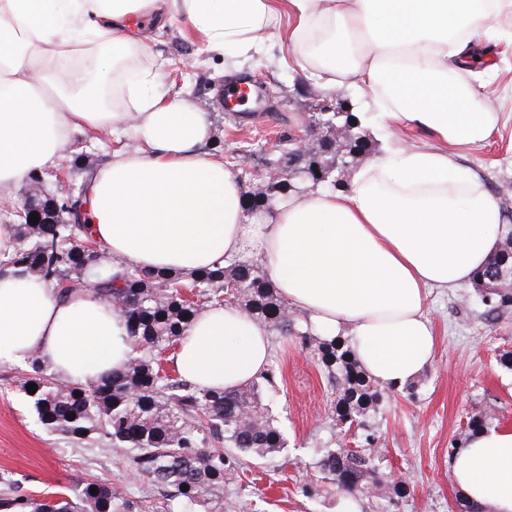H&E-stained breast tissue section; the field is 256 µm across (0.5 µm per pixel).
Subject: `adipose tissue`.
<instances>
[{
    "mask_svg": "<svg viewBox=\"0 0 512 512\" xmlns=\"http://www.w3.org/2000/svg\"><path fill=\"white\" fill-rule=\"evenodd\" d=\"M0 0V190L54 167L71 135L127 129L134 148L113 150L87 184V217L100 247L98 270L184 272L227 258H262L312 333L347 336L361 368L382 385L413 380L433 358L430 289L456 288L512 233L497 200L455 160L477 147L502 115L475 88L448 80L481 58L466 24L488 31L512 0ZM175 8L216 52L258 54L282 14L286 40L323 36L317 58L287 64L338 90L356 88L367 111L390 128L424 131L433 145L394 147L359 169L350 192L320 187L246 213L235 172L200 152L205 113L158 90L145 71L114 112L78 93L80 71L56 69L62 50L83 49L107 69L130 46V17ZM39 356L63 382L121 371L133 355L126 321L91 292L66 294L33 278L0 272V362ZM264 324L232 305L202 310L174 353L186 380L237 389L267 366ZM455 485L474 504L512 512V430L472 436L450 461Z\"/></svg>",
    "mask_w": 512,
    "mask_h": 512,
    "instance_id": "obj_1",
    "label": "adipose tissue"
}]
</instances>
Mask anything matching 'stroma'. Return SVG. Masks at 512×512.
<instances>
[{"label": "stroma", "instance_id": "35a3bbf8", "mask_svg": "<svg viewBox=\"0 0 512 512\" xmlns=\"http://www.w3.org/2000/svg\"><path fill=\"white\" fill-rule=\"evenodd\" d=\"M144 26L153 38L138 47L139 66L145 70L157 59L166 60L160 92L205 112L211 136L202 149L223 158L243 193L272 170L294 182L279 138L304 133L316 143L326 134L322 128H306V113L325 105L351 114L362 109L356 92L339 95L283 68V48L273 38L239 70L242 79L261 85L268 111L260 118L239 117L224 106L226 55L208 50L181 16L164 24L148 20ZM485 48L486 68L459 73L458 79L493 101L512 90V46L489 42ZM358 132L364 148L353 162L357 169L400 141L427 138L415 129L383 131L370 121L360 123ZM127 144L122 137L73 135L62 159L71 168L70 182L81 183L84 171L96 170L113 149ZM456 160L479 177L502 212L512 211L511 119L481 147L461 148ZM428 316L436 338L431 365L413 379V392L385 390L365 417L377 436L373 453L383 473L381 483L348 490L321 478L316 468L329 449L358 443L336 416L340 391L318 361L317 342L270 332L269 366L275 378L260 391L287 445L225 483L223 512H386L393 501L399 512H459L463 495L448 468L451 441L463 438L473 419L512 429V369L502 363L512 353V309L488 318L473 287L466 285L432 290ZM29 371L26 364L0 363V478L18 480L32 494L58 484L78 491L99 480L162 512L163 496L134 478L122 454L102 451L95 443L75 444L39 422L18 383Z\"/></svg>", "mask_w": 512, "mask_h": 512}]
</instances>
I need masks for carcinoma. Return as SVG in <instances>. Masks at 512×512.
Instances as JSON below:
<instances>
[{
    "mask_svg": "<svg viewBox=\"0 0 512 512\" xmlns=\"http://www.w3.org/2000/svg\"><path fill=\"white\" fill-rule=\"evenodd\" d=\"M345 150L337 156L305 158L287 152L288 163L321 165L328 161L335 184L340 166L353 162L362 150L355 131L341 138ZM65 219L62 224H13L14 250L0 266L35 276L53 288L65 281L69 288H86L100 299L123 306L128 337L135 356L120 373L85 382L63 383L47 372L39 358L32 373L19 379L21 389L34 383L30 396L40 422L81 442L93 439L105 450L127 452L131 471L168 493L179 512H207L224 489L226 476L241 466L240 456L264 459L285 447L260 395L259 381L271 382L268 368L259 380L232 391L199 387L164 366L163 354L176 345L198 311L210 303L243 300L251 317L283 336L312 337L307 320L289 311L277 297L267 274L247 260L199 269L186 275L167 271L125 269L113 276L90 280L88 271L98 255H88L81 242L90 237L86 222L71 224L72 208L87 204L86 185L40 197ZM481 302L491 311L512 307V237L481 270L474 282ZM318 357L327 377L343 393L337 410L343 423L358 422L364 440H376L360 421L381 398L359 368L348 341H318ZM74 418H68V415ZM318 467L345 488L360 483L378 486L381 473L367 449L333 448ZM140 505L116 487L92 481L78 494L65 486L49 487L35 497L19 488L0 490V512H133Z\"/></svg>",
    "mask_w": 512,
    "mask_h": 512,
    "instance_id": "1",
    "label": "carcinoma"
}]
</instances>
